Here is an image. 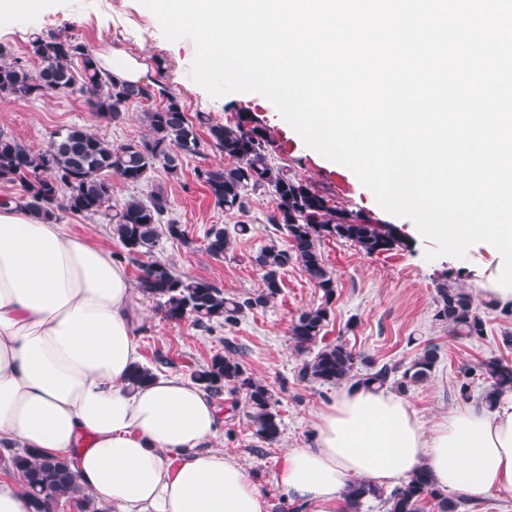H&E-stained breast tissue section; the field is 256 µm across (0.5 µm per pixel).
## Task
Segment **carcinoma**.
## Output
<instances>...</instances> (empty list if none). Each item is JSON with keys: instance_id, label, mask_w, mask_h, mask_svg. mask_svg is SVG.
I'll return each instance as SVG.
<instances>
[{"instance_id": "obj_1", "label": "carcinoma", "mask_w": 512, "mask_h": 512, "mask_svg": "<svg viewBox=\"0 0 512 512\" xmlns=\"http://www.w3.org/2000/svg\"><path fill=\"white\" fill-rule=\"evenodd\" d=\"M28 53L41 62L37 74L28 69L26 60L13 57L0 46V93L16 99L33 100L51 91L74 89L86 98L92 112L107 122L123 120L126 113L156 97L166 103L145 113L149 135L114 147L81 126H71L55 133L49 146L35 152L12 137L0 135V181L16 184L21 193L16 202L45 221L58 220L57 211L74 214H111L112 231L128 257L153 253L159 236L185 237V230L174 222L163 223L169 211L167 194L156 190L147 200L131 198L112 207V178L137 185L161 166L175 174L182 158L200 153L199 130L206 128L210 142L234 164L228 167L197 168L194 177L214 203L228 212L246 211L251 196L271 194L274 206L266 220L276 231H284L287 245L272 242L250 257L261 271L263 288L246 296L232 297L211 282L183 277L163 261L147 263L139 277L143 296L155 301L169 321L193 318L197 326L207 328L213 322L237 324L245 311L263 308L280 292L281 273L294 261L301 264L324 301L302 311L292 320L288 335L295 347L310 357L299 370L302 379L322 384L341 385L354 377L360 363L365 367L358 381L383 387L388 382L401 391L428 380L439 355L434 345H427L412 359L398 379L395 368L378 365L358 355L346 343L324 342L331 305L336 296V278L327 267L321 246L327 241L349 242L362 253L372 256L407 247V242L390 224L331 204L332 198L298 178L290 166L272 162L273 144L246 113L239 112L233 124H221L198 112L190 119L176 97L157 84H122L101 71L87 48L72 39L54 34H31ZM245 224L212 225L207 232V252L221 258L231 244L230 233L244 235ZM436 319L448 324L456 337L480 339L484 322L477 314L472 296L461 288L446 284L437 287ZM214 354L208 363L192 373L204 390L221 394L224 388L246 392L247 415L255 435L267 443L276 442L282 432L281 418L269 385L246 375L236 358L237 350ZM480 379L484 388L479 400L494 409L500 398L512 392V365L490 357L474 365L460 367L456 390L460 398L472 397V384ZM4 470L24 480L33 500L34 512H55L61 499L75 501L81 512H110L95 506V500L77 481L68 461L43 459L31 453H0ZM347 512H360L364 500H380L385 512H425L432 505L437 512H461L471 498L450 496L434 486L422 467L408 480L388 492L360 480L350 481L344 492Z\"/></svg>"}]
</instances>
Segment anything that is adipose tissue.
I'll return each mask as SVG.
<instances>
[{"label":"adipose tissue","mask_w":512,"mask_h":512,"mask_svg":"<svg viewBox=\"0 0 512 512\" xmlns=\"http://www.w3.org/2000/svg\"><path fill=\"white\" fill-rule=\"evenodd\" d=\"M134 297L109 250L0 204V447L69 460L112 512H267L255 476L213 447L222 421L203 388L130 385ZM422 466L443 490L512 492V400L429 424L396 393L344 386L275 481L298 512H344L350 480L394 485Z\"/></svg>","instance_id":"obj_1"}]
</instances>
